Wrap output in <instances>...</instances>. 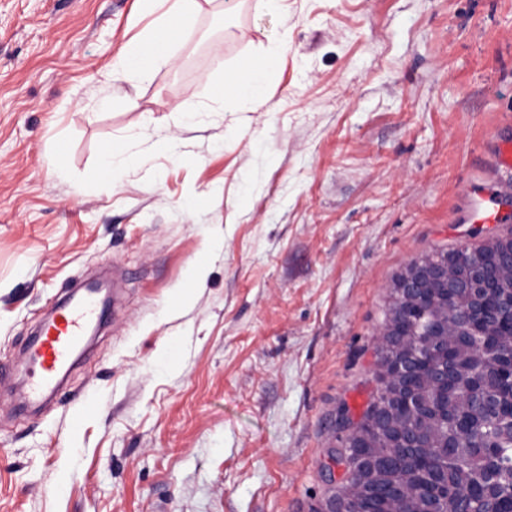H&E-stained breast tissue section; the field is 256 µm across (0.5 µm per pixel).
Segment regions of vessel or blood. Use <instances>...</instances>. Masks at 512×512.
Here are the masks:
<instances>
[{
	"label": "vessel or blood",
	"mask_w": 512,
	"mask_h": 512,
	"mask_svg": "<svg viewBox=\"0 0 512 512\" xmlns=\"http://www.w3.org/2000/svg\"><path fill=\"white\" fill-rule=\"evenodd\" d=\"M98 314L97 301L90 293L53 310L30 347L29 401H41L57 391L60 376L69 368Z\"/></svg>",
	"instance_id": "vessel-or-blood-1"
}]
</instances>
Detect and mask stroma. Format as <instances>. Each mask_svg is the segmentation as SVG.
Listing matches in <instances>:
<instances>
[{
	"instance_id": "35a3bbf8",
	"label": "stroma",
	"mask_w": 512,
	"mask_h": 512,
	"mask_svg": "<svg viewBox=\"0 0 512 512\" xmlns=\"http://www.w3.org/2000/svg\"><path fill=\"white\" fill-rule=\"evenodd\" d=\"M198 3L174 61L114 82L139 0H0V364L75 283L122 277L58 399L26 416L0 385V512H328L393 281L512 235L470 220L512 193V0ZM278 38L236 111L225 75ZM124 152L125 148L119 142H110L103 147L101 154V171L107 183H112V179L114 182L115 160L122 156Z\"/></svg>"
}]
</instances>
